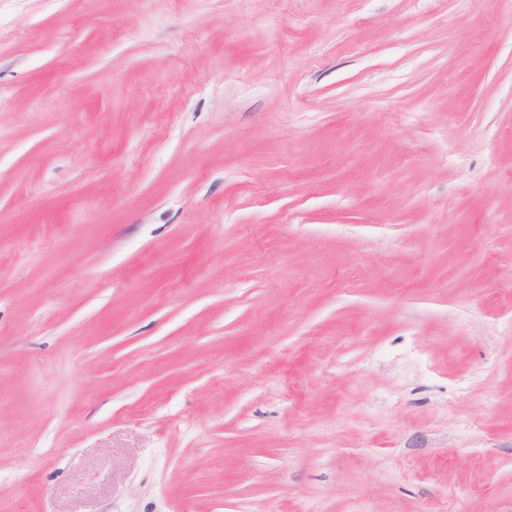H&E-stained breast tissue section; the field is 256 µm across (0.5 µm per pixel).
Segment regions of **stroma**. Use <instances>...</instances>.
<instances>
[{"mask_svg":"<svg viewBox=\"0 0 512 512\" xmlns=\"http://www.w3.org/2000/svg\"><path fill=\"white\" fill-rule=\"evenodd\" d=\"M0 512H512V0H0Z\"/></svg>","mask_w":512,"mask_h":512,"instance_id":"35a3bbf8","label":"stroma"}]
</instances>
